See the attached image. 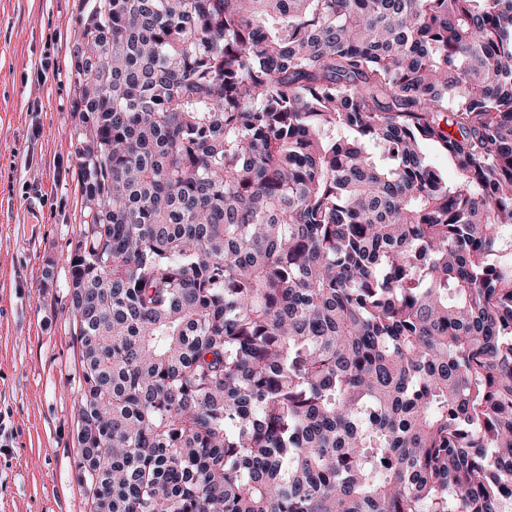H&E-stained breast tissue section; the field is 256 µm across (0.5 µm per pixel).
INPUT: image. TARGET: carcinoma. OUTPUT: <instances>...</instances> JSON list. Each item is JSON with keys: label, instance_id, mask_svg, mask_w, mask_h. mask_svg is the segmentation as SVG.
I'll list each match as a JSON object with an SVG mask.
<instances>
[{"label": "carcinoma", "instance_id": "carcinoma-1", "mask_svg": "<svg viewBox=\"0 0 512 512\" xmlns=\"http://www.w3.org/2000/svg\"><path fill=\"white\" fill-rule=\"evenodd\" d=\"M80 8L90 512H512V0Z\"/></svg>", "mask_w": 512, "mask_h": 512}]
</instances>
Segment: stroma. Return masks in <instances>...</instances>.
Wrapping results in <instances>:
<instances>
[{
    "label": "stroma",
    "mask_w": 512,
    "mask_h": 512,
    "mask_svg": "<svg viewBox=\"0 0 512 512\" xmlns=\"http://www.w3.org/2000/svg\"><path fill=\"white\" fill-rule=\"evenodd\" d=\"M78 0H0V512H89L66 244L80 222L67 71Z\"/></svg>",
    "instance_id": "obj_1"
}]
</instances>
